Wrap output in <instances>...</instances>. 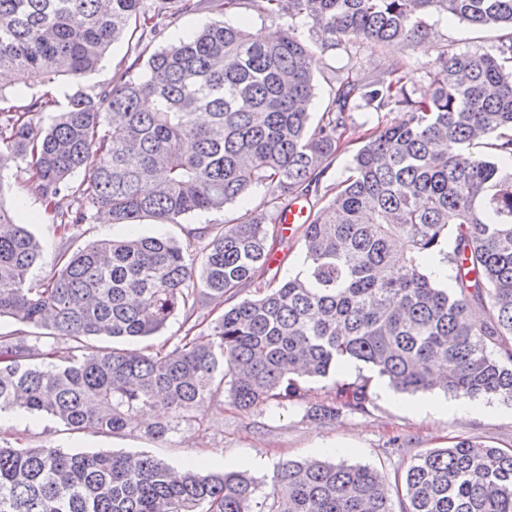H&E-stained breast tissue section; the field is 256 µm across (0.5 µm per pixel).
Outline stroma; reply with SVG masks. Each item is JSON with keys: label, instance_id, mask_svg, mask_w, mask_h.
Listing matches in <instances>:
<instances>
[{"label": "stroma", "instance_id": "obj_1", "mask_svg": "<svg viewBox=\"0 0 512 512\" xmlns=\"http://www.w3.org/2000/svg\"><path fill=\"white\" fill-rule=\"evenodd\" d=\"M226 19L264 34L280 35L293 27L305 39L314 36L310 19L262 14L252 7L250 0H242ZM425 25L424 41L410 48L389 45L372 48L352 41L317 51L313 118H320L328 109L331 89L340 76L352 73L368 77L387 61L407 55L411 58L407 90L418 98L431 86V72L439 51L486 49L497 36L496 31L472 28L444 13L427 15ZM132 60L127 40L114 42L99 67L71 81L69 88L88 93L97 91L111 84ZM24 178V165L20 162L0 176V203L11 209L45 247L41 264L32 272L33 280H42L53 272L61 237L80 244L125 235V225L99 220L72 225L63 233L57 231L41 203L26 194ZM365 378L370 381L369 398L362 408L341 409L339 416L331 421L312 417L315 407L331 403L335 384ZM299 384L306 390L303 400L282 406L268 404L248 413L239 412L226 397L208 402L164 442L149 440L142 427H130L119 434L76 432L47 416L5 411L0 413V444L15 448L55 447L73 453L146 452L175 467L193 460L213 471H244L266 483L284 461L329 459L374 468L392 491L402 484L408 466L418 453L448 447L461 439L512 451V405L498 400L485 401L482 409L464 414L459 410L458 399L435 389L431 395L443 400V407L426 411L402 408L391 399L388 381L362 363L353 364L348 370L337 368L327 378H303ZM335 440L345 443L343 452L331 449L330 444Z\"/></svg>", "mask_w": 512, "mask_h": 512}]
</instances>
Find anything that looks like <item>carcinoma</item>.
<instances>
[{
	"instance_id": "1",
	"label": "carcinoma",
	"mask_w": 512,
	"mask_h": 512,
	"mask_svg": "<svg viewBox=\"0 0 512 512\" xmlns=\"http://www.w3.org/2000/svg\"><path fill=\"white\" fill-rule=\"evenodd\" d=\"M251 2L310 18L329 48L409 47L432 11L500 35L487 51H440L424 99L406 90L402 58L370 78L342 77L313 125L314 53L295 30L269 39L218 19L154 51L145 41L240 0H0V72L17 84L31 72L79 79L111 43L140 32L112 87L66 95L46 124L49 94L0 113V170L27 161L26 193L62 230L101 213L114 224H180L259 185L275 210L318 191L349 144L353 109L406 114L364 138L348 175L302 225L305 269L278 285L266 278L274 230L255 211L188 226L184 246L135 232L74 249L63 237L55 271L35 284L42 243L0 203V318L82 351L38 363L36 346L0 335V411L113 434L155 412L148 432L163 442L207 401L226 394L245 413L299 401L296 377L326 378L352 360L398 391L440 386L457 399L512 404V0ZM146 98L154 109L143 108ZM485 145L496 157L475 153ZM435 254L453 287L425 270ZM251 285L262 293L210 320L211 341L199 344L195 311ZM474 302L484 319L470 318ZM179 311L185 332L172 349L84 348L94 337L151 336ZM368 383H337L336 398L361 407ZM259 491L244 472L177 471L144 452L0 445V512H394L366 466L288 460ZM403 491L401 512H512V452L468 440L427 451Z\"/></svg>"
}]
</instances>
